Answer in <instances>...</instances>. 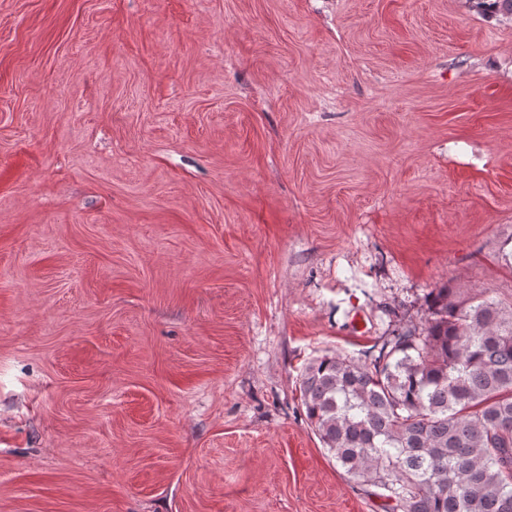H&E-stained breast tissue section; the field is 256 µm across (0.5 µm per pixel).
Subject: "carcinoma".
Instances as JSON below:
<instances>
[{
    "label": "carcinoma",
    "instance_id": "carcinoma-1",
    "mask_svg": "<svg viewBox=\"0 0 512 512\" xmlns=\"http://www.w3.org/2000/svg\"><path fill=\"white\" fill-rule=\"evenodd\" d=\"M512 15V0H476ZM430 319L300 379L306 418L382 512H512V303L441 288Z\"/></svg>",
    "mask_w": 512,
    "mask_h": 512
}]
</instances>
